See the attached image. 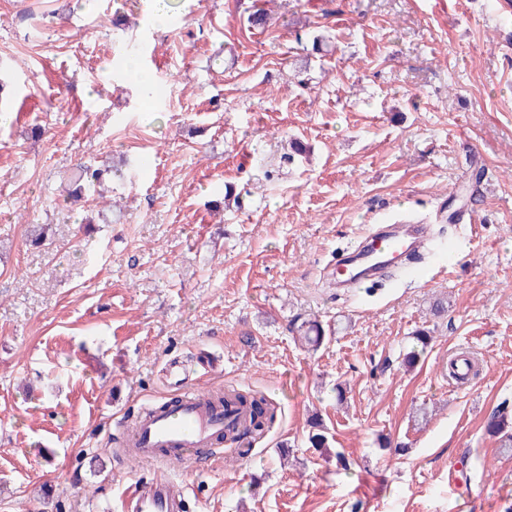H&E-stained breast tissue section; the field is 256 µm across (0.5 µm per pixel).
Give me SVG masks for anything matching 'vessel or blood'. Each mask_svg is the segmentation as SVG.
Here are the masks:
<instances>
[{
    "instance_id": "b4317fda",
    "label": "vessel or blood",
    "mask_w": 512,
    "mask_h": 512,
    "mask_svg": "<svg viewBox=\"0 0 512 512\" xmlns=\"http://www.w3.org/2000/svg\"><path fill=\"white\" fill-rule=\"evenodd\" d=\"M427 238L423 224H390L373 230L355 252L360 272L349 269L351 259L336 263V280L346 288L366 282L382 270L412 260ZM248 412L239 411L225 423L221 408L209 405L205 391L179 392L175 403L144 407L137 423L127 429L124 449L135 461H149L160 470L152 478L131 483L124 491L125 512H182L184 501L165 469L174 462L191 464L197 455L218 448L228 429L248 428Z\"/></svg>"
}]
</instances>
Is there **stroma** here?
I'll list each match as a JSON object with an SVG mask.
<instances>
[{
  "label": "stroma",
  "mask_w": 512,
  "mask_h": 512,
  "mask_svg": "<svg viewBox=\"0 0 512 512\" xmlns=\"http://www.w3.org/2000/svg\"><path fill=\"white\" fill-rule=\"evenodd\" d=\"M178 3L160 27L154 0H0V512H120L157 467L116 437L172 364L276 410L247 454L169 466L193 512H512L485 431L512 413V0ZM85 161L114 171L84 208ZM402 219L453 260L336 288L337 252ZM462 346L460 390L438 366Z\"/></svg>",
  "instance_id": "obj_1"
}]
</instances>
